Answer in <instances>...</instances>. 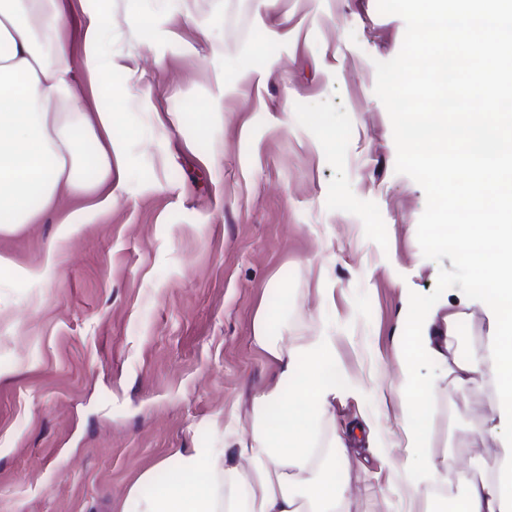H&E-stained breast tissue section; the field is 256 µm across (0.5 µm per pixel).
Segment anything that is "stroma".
Segmentation results:
<instances>
[{
	"mask_svg": "<svg viewBox=\"0 0 512 512\" xmlns=\"http://www.w3.org/2000/svg\"><path fill=\"white\" fill-rule=\"evenodd\" d=\"M110 10L103 104L123 113L127 159L112 212L71 237L43 286L19 273L42 261L57 215L0 234V512H138L127 491L144 472L218 445L230 411L249 424L274 377L253 340L263 307L290 341L335 336L357 389L337 396L318 446L333 425L370 424L352 443L353 512H388L405 495L404 298L460 312L470 358L488 334L474 271L422 232L432 188L396 132L405 105L388 82L412 10L181 0L153 29L129 24L128 0ZM494 400L487 374L468 401L439 390L428 437L449 471L498 467Z\"/></svg>",
	"mask_w": 512,
	"mask_h": 512,
	"instance_id": "35a3bbf8",
	"label": "stroma"
}]
</instances>
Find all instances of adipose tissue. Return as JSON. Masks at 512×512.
I'll list each match as a JSON object with an SVG mask.
<instances>
[{
  "label": "adipose tissue",
  "mask_w": 512,
  "mask_h": 512,
  "mask_svg": "<svg viewBox=\"0 0 512 512\" xmlns=\"http://www.w3.org/2000/svg\"><path fill=\"white\" fill-rule=\"evenodd\" d=\"M415 16L409 52L390 79L392 96L410 100L399 116L398 135L406 160L434 189V205L423 232L431 244L455 249L461 263L474 269L492 325L487 348L489 366L460 359L459 316H448L445 335H437L431 305L407 300L405 312L415 324L400 339L397 365L401 392L418 403L404 409L401 425L412 443L415 464L404 472L410 504L429 502L451 483L461 491L454 512H512V437L497 450L498 471L476 473L464 467L449 473L424 445L423 407L435 401L432 385L415 378L418 360L436 362L453 394L468 393L477 374L489 369L496 386L491 406L500 426L512 429V166L504 150L512 148V99L491 95L493 76L512 70V40H502V0H482L480 15L423 0ZM82 8L80 45L69 37L72 8L67 0H0V233L13 234L61 211L62 194L84 201L60 220L43 264L23 270L22 278L45 284L58 253L88 217H107L116 201L113 170H125L124 149L114 136L120 115L103 106L106 78L112 68L108 11ZM459 97L477 101L469 112L448 109L447 88L429 86L415 69L427 60L444 72L458 59ZM92 176H83L86 162ZM471 169L468 182L449 184L446 171L457 162ZM481 203L482 221L447 226L448 212L458 211L463 197ZM499 247L476 259L473 243ZM276 314L258 310L253 337L274 366V380L253 400L250 430L230 415L223 438L233 452L212 446L177 452L174 470L139 512H352L346 475L348 448L317 457L322 419L337 394L351 391L347 376L336 370V343L327 335L307 337L287 346L276 334Z\"/></svg>",
  "instance_id": "1"
}]
</instances>
